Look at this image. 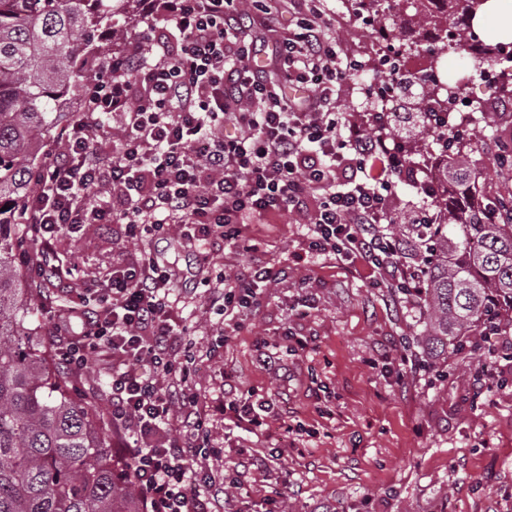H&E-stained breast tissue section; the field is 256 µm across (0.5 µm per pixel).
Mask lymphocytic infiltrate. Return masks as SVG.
Instances as JSON below:
<instances>
[{
    "instance_id": "f902f5d3",
    "label": "lymphocytic infiltrate",
    "mask_w": 512,
    "mask_h": 512,
    "mask_svg": "<svg viewBox=\"0 0 512 512\" xmlns=\"http://www.w3.org/2000/svg\"><path fill=\"white\" fill-rule=\"evenodd\" d=\"M242 2L162 0L138 19L146 42H130L104 65L20 206L24 232L41 253L27 266L32 282L61 278L52 250L59 234L116 224L134 241L176 236L210 304L228 315L256 312L281 270L256 258L213 281L204 274L207 248L239 247L250 225L291 214L305 224L312 255L360 269L402 295L418 293L401 239L384 228L397 183L409 172L386 136L369 135L339 112L336 95L359 64L337 51L323 0L267 7L271 17L285 8L301 16L279 41L274 78L252 64L257 42L244 33ZM309 81L320 84L318 93L284 97V86ZM113 116L119 132L105 148L98 131ZM102 189L109 204H89ZM179 277L142 253L118 262L111 286L76 308L80 331L66 318L53 324L66 338L61 357L72 371L82 372L92 354L110 364L112 427L123 439L114 455L143 512H211L200 489L205 420L169 351ZM212 410L258 435L270 403L231 385ZM175 425L177 440L170 436Z\"/></svg>"
}]
</instances>
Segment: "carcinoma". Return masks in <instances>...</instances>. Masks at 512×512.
I'll return each mask as SVG.
<instances>
[{
    "mask_svg": "<svg viewBox=\"0 0 512 512\" xmlns=\"http://www.w3.org/2000/svg\"><path fill=\"white\" fill-rule=\"evenodd\" d=\"M135 2L0 0V512H141L133 483L116 479L117 461L98 414L69 388L40 329L26 326L37 297L20 266L30 240L16 213L36 185L53 131L83 108L95 82L85 57L101 35L120 39L116 16L134 20ZM407 2L405 34L388 45L395 54L420 52L428 30L449 25L451 37H439L430 53L479 43L483 55L469 62L475 72L498 58L502 38L482 39L472 25L487 0H444L439 14L423 10L420 0ZM344 4L355 16L370 10L376 29L395 25L386 0ZM436 91L427 80L413 103L421 137L386 130L410 165L445 158L443 190L419 184L435 208V223L391 227L404 242L403 257L420 272L419 314L431 357L512 332V198L491 200L479 187L482 171L471 155L483 131L461 138L451 126L434 130L426 101Z\"/></svg>",
    "mask_w": 512,
    "mask_h": 512,
    "instance_id": "1",
    "label": "carcinoma"
}]
</instances>
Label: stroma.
I'll list each match as a JSON object with an SVG mask.
<instances>
[{
    "mask_svg": "<svg viewBox=\"0 0 512 512\" xmlns=\"http://www.w3.org/2000/svg\"><path fill=\"white\" fill-rule=\"evenodd\" d=\"M336 17L333 34L343 53L362 63L339 93V108L363 124L369 111L363 85L376 58L370 20L358 19L343 0H327ZM474 161L485 192L506 194L512 179L492 163L494 149L512 139V112L485 120ZM305 229L285 216L254 224L245 248L215 251L206 270L216 278L258 256L282 268L269 284L264 307L238 316V329L210 306L204 291L188 294L176 312L175 355L188 370L206 408L233 372L240 390L274 402L269 433L254 436L208 416V467L214 476L255 457L263 468L246 471L240 488L215 485L206 493L214 512H512V383L486 387L479 378L489 354L512 346L449 351L432 358L417 344L420 316L413 299L369 287L361 273L305 253ZM53 247L63 262L54 304H38L34 322L53 342L59 307L103 287L122 259L150 249L183 261L175 242L127 240L118 226L87 224L59 236ZM314 338L312 349L286 354L287 335ZM283 350L275 367L257 348ZM79 395L108 416L112 397L103 362L90 357L77 377ZM301 424L305 435L283 436L282 424Z\"/></svg>",
    "mask_w": 512,
    "mask_h": 512,
    "instance_id": "stroma-1",
    "label": "stroma"
}]
</instances>
